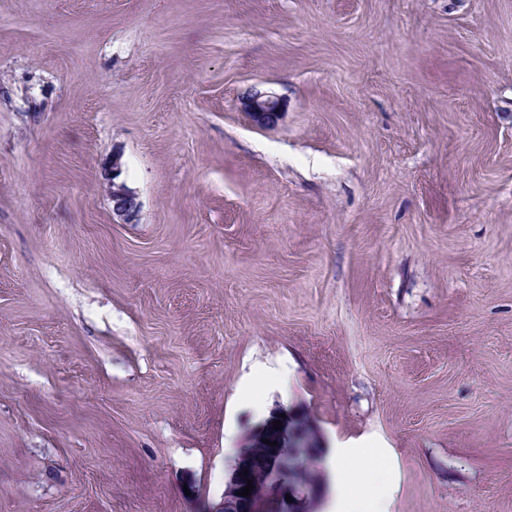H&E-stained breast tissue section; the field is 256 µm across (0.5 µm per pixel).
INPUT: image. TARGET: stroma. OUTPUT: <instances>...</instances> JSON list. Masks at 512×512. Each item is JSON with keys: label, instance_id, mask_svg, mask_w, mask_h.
I'll return each mask as SVG.
<instances>
[{"label": "stroma", "instance_id": "obj_1", "mask_svg": "<svg viewBox=\"0 0 512 512\" xmlns=\"http://www.w3.org/2000/svg\"><path fill=\"white\" fill-rule=\"evenodd\" d=\"M278 405L512 512V0H0V512H211ZM240 105L242 111L247 112L251 120L260 127H274L282 117L283 105L280 99L255 87L241 95ZM121 167L119 157L112 158V184L109 186V193L113 202V212L120 217H132L138 210L136 198L122 183H116L115 176Z\"/></svg>", "mask_w": 512, "mask_h": 512}]
</instances>
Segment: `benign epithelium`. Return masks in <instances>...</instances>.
<instances>
[{
    "instance_id": "obj_1",
    "label": "benign epithelium",
    "mask_w": 512,
    "mask_h": 512,
    "mask_svg": "<svg viewBox=\"0 0 512 512\" xmlns=\"http://www.w3.org/2000/svg\"><path fill=\"white\" fill-rule=\"evenodd\" d=\"M242 111L246 112L258 126L271 128L282 117L283 105L278 97L262 92L255 87L246 90L240 97ZM109 193L113 212L129 218L138 210L136 198L122 183H112ZM281 421L278 431V449L266 454L251 447L254 437L273 429V422ZM310 420L303 412H291L280 406L273 408L269 415L254 426L244 441L227 471L224 495L219 506L212 512H311L315 509L325 491L323 479H318L300 489L289 481V475L310 465L311 448H319V458H324L326 446L322 438L309 441L306 428ZM260 470L253 480L251 493L242 497L238 492L247 486L243 471ZM291 497L289 503L285 497Z\"/></svg>"
}]
</instances>
